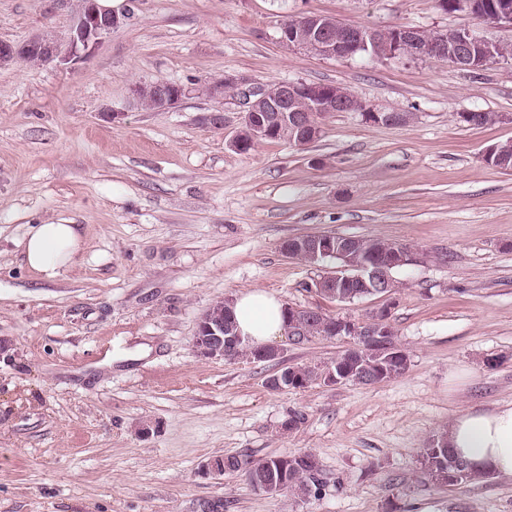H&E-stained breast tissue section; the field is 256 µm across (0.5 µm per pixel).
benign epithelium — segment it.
Masks as SVG:
<instances>
[{
    "mask_svg": "<svg viewBox=\"0 0 512 512\" xmlns=\"http://www.w3.org/2000/svg\"><path fill=\"white\" fill-rule=\"evenodd\" d=\"M442 11L465 8L481 20L512 25V0H436ZM122 24V18L101 0H79L65 36L66 52L60 43L32 34L21 43L0 42V64L7 63L18 52L28 55L31 62L44 65L55 60L87 55L100 41ZM280 42L288 48L308 51L315 55L340 59L357 54L369 47H382L389 57L410 59L444 58L466 71L479 70L500 58L512 57V44L505 45L475 35L469 29L446 33H431L416 27L367 28L362 31L338 30L327 24L318 14H305L293 21H285L279 31ZM202 92L215 100L242 95L245 110L238 131L246 130L252 141L268 138L276 129L286 128L296 135V143L304 146L321 133L319 119L335 112H359L374 124H404L410 115L400 111H386L370 107L359 101L342 87L327 88L306 82H280L275 87L254 86L247 76L226 74L224 78L205 85ZM189 90L179 84L153 81L135 87L133 102L142 110L163 112L171 110L187 96ZM357 247V239L336 234H312L291 238L282 245L289 258L312 266H323L339 257L343 263L327 269L316 281V288L330 296L346 280H358L371 290V294L390 296L395 282L387 269L378 265H353L348 254ZM224 307V299L216 300L200 317L193 347L197 355L206 359L224 358V343H243V337L233 326L214 314ZM341 329L357 332L361 348L369 350L376 345L388 348L394 345L388 310H380L369 318L354 323L341 322Z\"/></svg>",
    "mask_w": 512,
    "mask_h": 512,
    "instance_id": "obj_1",
    "label": "benign epithelium"
}]
</instances>
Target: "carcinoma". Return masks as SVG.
<instances>
[{
    "instance_id": "obj_1",
    "label": "carcinoma",
    "mask_w": 512,
    "mask_h": 512,
    "mask_svg": "<svg viewBox=\"0 0 512 512\" xmlns=\"http://www.w3.org/2000/svg\"><path fill=\"white\" fill-rule=\"evenodd\" d=\"M393 249V245L382 239L366 238L359 243L355 259L360 263L384 264L390 260ZM296 317L304 320L306 340L316 336L332 338L340 332L341 318L318 307H284L285 327H290ZM408 360L407 352L399 345L392 349L379 346L368 354L361 348L359 337L356 336L354 345L336 358L327 362L290 366L286 368V372H294L300 387L317 384L320 373L326 368L335 370L336 376L345 383L373 386L402 375L408 367ZM304 422L305 415L293 411L282 421L280 432L293 433ZM214 460L217 464L224 465V473L243 475L254 488L269 495L288 490L301 498H309L316 497L321 492L319 462L314 454L307 451L257 462L236 455H217ZM421 469L426 478L448 486H456L476 478L470 464L457 457L441 435L432 438L426 448L422 449Z\"/></svg>"
}]
</instances>
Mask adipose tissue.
Returning a JSON list of instances; mask_svg holds the SVG:
<instances>
[{"label": "adipose tissue", "mask_w": 512, "mask_h": 512, "mask_svg": "<svg viewBox=\"0 0 512 512\" xmlns=\"http://www.w3.org/2000/svg\"><path fill=\"white\" fill-rule=\"evenodd\" d=\"M18 246L26 266L43 279H54L68 267L83 246L75 224H33ZM283 304L266 291L255 289L234 298L241 336L261 346L284 333ZM444 438L458 456L479 474L512 476V404L493 409H470L455 416Z\"/></svg>", "instance_id": "1"}]
</instances>
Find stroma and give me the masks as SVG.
Segmentation results:
<instances>
[{
	"mask_svg": "<svg viewBox=\"0 0 512 512\" xmlns=\"http://www.w3.org/2000/svg\"><path fill=\"white\" fill-rule=\"evenodd\" d=\"M123 24L84 58L0 68V512H512V477L446 487L420 451L468 409L512 403V171L484 150L512 124L474 128L472 111L512 114V59L468 72L449 62L366 54L326 59L279 43L308 13L366 28L471 29L512 44V25L435 0H111ZM76 0H0V40L67 32ZM242 73L342 85L364 104L417 113L406 127L338 112L299 147L228 148L244 103L199 94ZM190 88L166 112L134 87ZM223 110L214 130L202 114ZM120 113L117 121L108 112ZM77 224L84 245L46 282L17 246L27 225ZM338 234L410 247L392 303L313 291L323 268L287 258L292 237ZM250 289L359 321L390 307L409 363L374 386L271 389L278 371L328 361L347 338L274 343L273 362L196 355L210 304ZM301 428L280 434L291 411ZM313 452L318 497L260 492L205 476L216 455L259 461Z\"/></svg>",
	"mask_w": 512,
	"mask_h": 512,
	"instance_id": "1",
	"label": "stroma"
}]
</instances>
